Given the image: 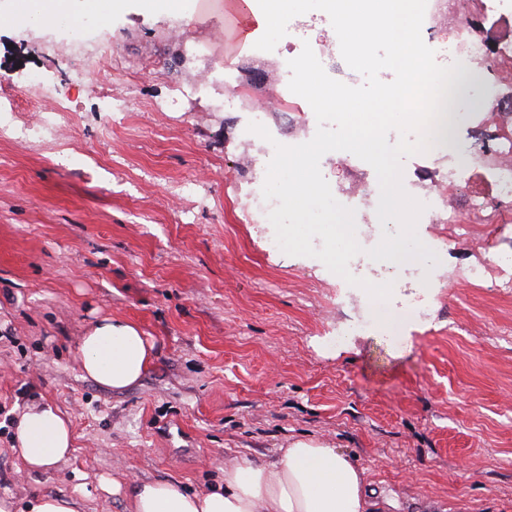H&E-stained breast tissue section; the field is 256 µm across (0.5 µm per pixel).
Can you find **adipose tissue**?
<instances>
[{"mask_svg": "<svg viewBox=\"0 0 512 512\" xmlns=\"http://www.w3.org/2000/svg\"><path fill=\"white\" fill-rule=\"evenodd\" d=\"M124 0H29L22 10L0 13V25L43 28L90 14L109 17ZM78 350L85 375L101 387L122 391L147 372L153 346L125 319L103 318L82 335ZM14 442L25 467L38 471L67 458L73 450L69 420L50 406L31 405L14 422ZM365 475L347 456L327 444L297 440L265 462L245 460L225 467L223 488L187 494L161 480H140L124 493L129 512H374L364 491Z\"/></svg>", "mask_w": 512, "mask_h": 512, "instance_id": "obj_1", "label": "adipose tissue"}]
</instances>
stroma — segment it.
I'll list each match as a JSON object with an SVG mask.
<instances>
[{
	"instance_id": "35a3bbf8",
	"label": "stroma",
	"mask_w": 512,
	"mask_h": 512,
	"mask_svg": "<svg viewBox=\"0 0 512 512\" xmlns=\"http://www.w3.org/2000/svg\"><path fill=\"white\" fill-rule=\"evenodd\" d=\"M173 21L131 0L101 32L111 66L76 88L38 49L61 29H0L16 124L36 119L35 77L71 109L56 139L0 133V499L126 512L113 482L206 492L225 466L311 439L364 469L382 512H512V295L454 279L512 252V228L470 220L439 251L433 287L394 289L377 311L308 257L270 250L271 226L242 209L254 172L240 113L161 106L221 63L259 71L249 102L262 105L277 63L220 39L224 14L197 11L179 39ZM129 85L134 104L109 111ZM105 316L155 352L119 392L81 369L78 340ZM33 404L70 419L74 450L31 472L13 425ZM29 512H77L71 499L44 494L29 502Z\"/></svg>"
}]
</instances>
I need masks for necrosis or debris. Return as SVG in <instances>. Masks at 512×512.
Wrapping results in <instances>:
<instances>
[{"label":"necrosis or debris","instance_id":"1","mask_svg":"<svg viewBox=\"0 0 512 512\" xmlns=\"http://www.w3.org/2000/svg\"><path fill=\"white\" fill-rule=\"evenodd\" d=\"M512 19V0H427L425 17L421 29L424 42L434 50L439 64L447 66L453 62H462L463 68L454 81L446 103L447 112H454L457 99L466 89L467 77L473 70L493 71L496 63L512 59V39L495 42L480 36L477 32L478 19ZM96 26L95 21H87L77 28H70L64 43L46 42L42 49L47 55L63 58L75 52L84 53L85 58L78 67L71 70V83L82 84L86 75L94 70L108 66L112 59L110 43H90L89 32ZM447 30V42L435 39L439 30ZM293 36L287 50L278 51V67L282 78L278 84V112L284 119H292L299 107L295 95L288 88V62L301 52L304 45H311L316 57L328 71H335L341 58L338 37L330 23L328 15L317 14L294 18L290 25ZM36 102L40 107V116L32 124L15 127L12 106H0V130L14 132L22 141H41L53 139L61 132L60 116L67 106L57 88L37 87ZM484 113L497 117V123L491 131L487 148L472 152L467 166H459L453 155L442 154L440 148H431L421 156L435 173L434 180L420 185L412 180H404L405 191L422 202L424 211L419 217L423 224H444L449 230L463 228L464 220L456 207L450 192L465 182L470 173L477 172L486 177L496 191L504 206L498 210H488L484 198H472L469 207L481 213L490 224L512 222V211L508 203L512 202V98L505 99L497 95L486 98ZM274 155V147L269 142H261L259 152L253 158L259 174L247 189L245 210L249 218L257 223L268 221L273 207L262 195L264 175L267 165ZM380 188L376 181L370 180L356 186H340L336 189V198L344 206L352 208L360 215L364 224L377 223L376 209Z\"/></svg>","mask_w":512,"mask_h":512}]
</instances>
